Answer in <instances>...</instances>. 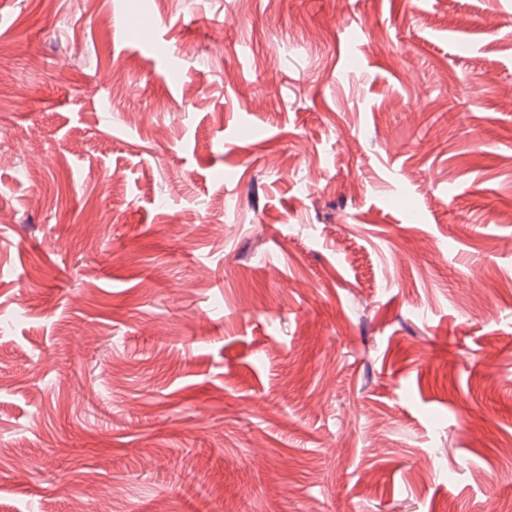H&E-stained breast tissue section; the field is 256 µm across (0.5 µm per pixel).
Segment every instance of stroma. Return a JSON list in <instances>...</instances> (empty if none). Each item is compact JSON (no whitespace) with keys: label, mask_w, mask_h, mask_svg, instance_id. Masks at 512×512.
Returning <instances> with one entry per match:
<instances>
[{"label":"stroma","mask_w":512,"mask_h":512,"mask_svg":"<svg viewBox=\"0 0 512 512\" xmlns=\"http://www.w3.org/2000/svg\"><path fill=\"white\" fill-rule=\"evenodd\" d=\"M512 0H0V512L512 503Z\"/></svg>","instance_id":"obj_1"}]
</instances>
